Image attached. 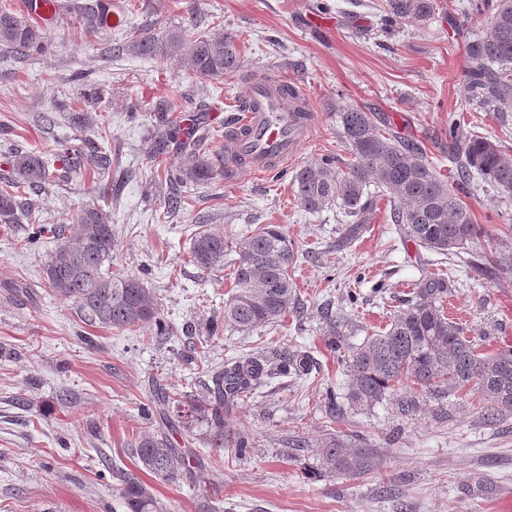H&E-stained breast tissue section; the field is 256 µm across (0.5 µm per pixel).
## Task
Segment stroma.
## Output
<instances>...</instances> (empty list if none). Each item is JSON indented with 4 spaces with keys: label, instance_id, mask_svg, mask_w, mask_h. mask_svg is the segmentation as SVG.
I'll use <instances>...</instances> for the list:
<instances>
[{
    "label": "stroma",
    "instance_id": "obj_1",
    "mask_svg": "<svg viewBox=\"0 0 512 512\" xmlns=\"http://www.w3.org/2000/svg\"><path fill=\"white\" fill-rule=\"evenodd\" d=\"M384 0H136L125 24L93 32L90 0H65L45 29L42 50L16 59L0 47V160L17 148L51 153L53 180L36 192L43 223L73 227L83 207L112 219L110 273L135 276L156 296L164 326L116 330L91 322L55 295L43 269L57 242L35 238L26 220L0 223V512H126L110 468L137 473L166 512H196L195 493L218 512H503L512 492V415L490 423L478 391L421 400L403 414L395 400L351 408L349 376L328 345L330 331L348 342L385 329L415 283L451 280L443 310L470 329L477 349L512 348V272L492 277L408 241L381 198L370 224L343 236L342 210L304 211L290 178L242 171L187 184L184 201L160 221L171 196L164 172L195 154L224 150L211 115L238 111L245 79L268 71L303 85L321 116L297 164L350 155L339 136V107L376 113L395 135L422 143L441 175H450L448 116L459 134H479L512 148V117L469 106L467 43L487 32L490 10L469 0H436L422 22L382 24ZM178 29L193 36L235 35L240 68L218 80L197 79L179 59L157 62L115 55L125 29ZM161 101L176 103L169 115ZM88 111L105 123L102 148L71 120ZM196 123L199 148L172 141L159 160L146 145L161 118ZM85 151L80 169L68 150ZM465 203L483 233L467 251L483 266L512 252V197L474 184ZM282 225L295 248L291 277L299 305L279 322L242 331L224 320L233 292L230 270L200 271L190 260L195 232L223 233L225 262L259 225ZM309 352V374L275 378L224 413L244 428L245 453L208 445L195 421L164 431L145 412L156 392L205 404L208 377L232 358ZM165 433L172 447L202 459L199 490L138 471L124 446ZM360 435L376 450V468L359 478L311 476L325 438ZM307 446L289 448L295 437Z\"/></svg>",
    "mask_w": 512,
    "mask_h": 512
}]
</instances>
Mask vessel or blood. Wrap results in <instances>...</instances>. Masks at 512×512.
<instances>
[{
  "instance_id": "vessel-or-blood-1",
  "label": "vessel or blood",
  "mask_w": 512,
  "mask_h": 512,
  "mask_svg": "<svg viewBox=\"0 0 512 512\" xmlns=\"http://www.w3.org/2000/svg\"><path fill=\"white\" fill-rule=\"evenodd\" d=\"M318 121L306 91L279 76L251 78L237 120L224 131V171L260 176L291 166Z\"/></svg>"
}]
</instances>
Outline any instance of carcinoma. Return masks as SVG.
Segmentation results:
<instances>
[{
	"label": "carcinoma",
	"mask_w": 512,
	"mask_h": 512,
	"mask_svg": "<svg viewBox=\"0 0 512 512\" xmlns=\"http://www.w3.org/2000/svg\"><path fill=\"white\" fill-rule=\"evenodd\" d=\"M435 0H385L384 26L424 21L434 12ZM41 29L10 9H0V46L26 57L43 47ZM121 50L156 61L185 59L201 80L229 76L239 68L236 37L219 32L186 37L177 30L159 34L132 27ZM466 91L468 99L491 102L501 111L512 110V0H499L488 32L469 46ZM341 137L350 154L346 168L326 156L300 166L294 176L295 196L309 212L332 206L345 211L353 237L368 223L377 196L374 185L398 201L391 213L394 224L403 225L405 237L420 247L446 255L474 240L480 231L472 223L461 199L478 179L512 196V155L489 138L472 135L461 140L458 122L448 121V159L455 166V184L448 183L430 164L422 147L393 135L377 125L374 113L345 107L338 112ZM73 120L105 138L100 125L86 112ZM177 128L160 125L148 142L146 153L157 158L168 149ZM9 171L0 177V221L6 224L24 209L38 233H50L58 244L44 269V279L61 298L73 300L98 324L130 330L153 322L164 327L159 303L133 276L111 275L105 269L112 260L114 238L109 213L102 208L82 210L75 235L65 236V226L40 223L38 205L27 200V191L50 181L46 159L28 151H15ZM224 171V159L203 156L187 168L166 171L171 183H202ZM192 262L202 272L224 269V235L207 229L191 238ZM295 262L294 244L279 224H262L243 238L233 259L234 292L224 304V320L242 331L278 322L295 304L290 270ZM448 282L425 278L415 285L413 297L396 311L384 332L348 345L332 336L331 347L346 364L351 377L346 399L355 409H366L392 396L404 411L417 408L419 399L435 398L452 388L476 389L487 405L484 419L496 422L512 415V349L491 354L479 351L466 329L451 321L441 309ZM311 357L283 354L278 370L298 376L308 373ZM273 375L263 360L243 355L211 377L207 388L212 403L210 440L213 448L234 447L242 453L245 438L224 429V409L248 397L263 378ZM138 467L168 481L199 484L194 473L201 460L189 448H173L163 435L145 433L130 444ZM376 452L351 437L329 438L319 449L321 468L335 476L358 477L374 469ZM122 485L128 512H163L154 494L131 473L113 472Z\"/></svg>",
	"instance_id": "1"
}]
</instances>
